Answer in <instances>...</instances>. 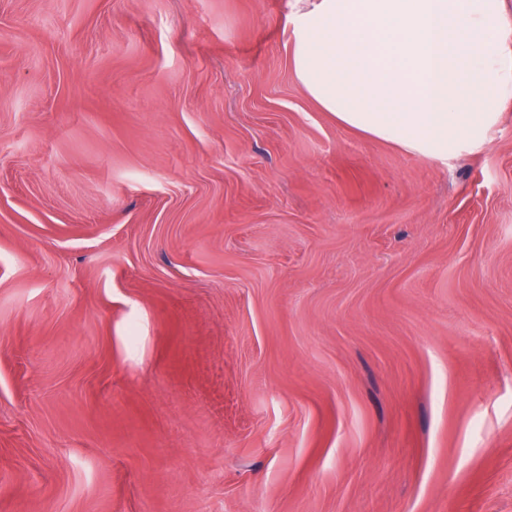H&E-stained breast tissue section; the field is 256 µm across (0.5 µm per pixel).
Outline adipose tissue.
<instances>
[{
  "instance_id": "adipose-tissue-1",
  "label": "adipose tissue",
  "mask_w": 512,
  "mask_h": 512,
  "mask_svg": "<svg viewBox=\"0 0 512 512\" xmlns=\"http://www.w3.org/2000/svg\"><path fill=\"white\" fill-rule=\"evenodd\" d=\"M291 69L337 122L434 162L480 150L512 105L506 0H288Z\"/></svg>"
}]
</instances>
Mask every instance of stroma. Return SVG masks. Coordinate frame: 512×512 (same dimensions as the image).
<instances>
[{
  "instance_id": "1",
  "label": "stroma",
  "mask_w": 512,
  "mask_h": 512,
  "mask_svg": "<svg viewBox=\"0 0 512 512\" xmlns=\"http://www.w3.org/2000/svg\"><path fill=\"white\" fill-rule=\"evenodd\" d=\"M287 0H0V512H512V108L429 161Z\"/></svg>"
}]
</instances>
